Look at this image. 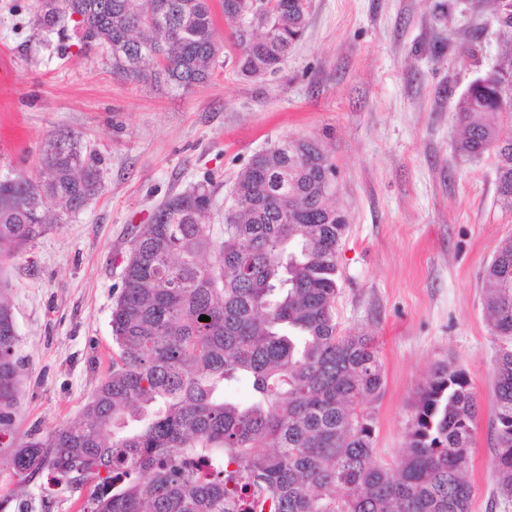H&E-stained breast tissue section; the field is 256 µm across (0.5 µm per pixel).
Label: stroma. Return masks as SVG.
Segmentation results:
<instances>
[{
    "label": "stroma",
    "mask_w": 512,
    "mask_h": 512,
    "mask_svg": "<svg viewBox=\"0 0 512 512\" xmlns=\"http://www.w3.org/2000/svg\"><path fill=\"white\" fill-rule=\"evenodd\" d=\"M38 0H0V180L40 177L52 131L78 134L105 190L68 224L0 266L22 360L16 439L78 421L112 361L111 312L131 228L169 195L209 181L222 227L237 175L256 152L314 137L336 164L347 230L336 320L373 337L385 368L374 408L378 461L406 446L411 402L432 365L466 370L479 414L471 512H512L490 471L492 368L506 338L481 300L482 275L512 235L493 152L458 154L454 102L495 64L493 0H310L287 63L262 79L226 51L187 91L112 73L73 25L34 29Z\"/></svg>",
    "instance_id": "obj_1"
}]
</instances>
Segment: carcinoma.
<instances>
[{
	"label": "carcinoma",
	"mask_w": 512,
	"mask_h": 512,
	"mask_svg": "<svg viewBox=\"0 0 512 512\" xmlns=\"http://www.w3.org/2000/svg\"><path fill=\"white\" fill-rule=\"evenodd\" d=\"M220 6L245 77L277 71L308 23L304 0H275L251 20L245 0ZM75 14L84 45L104 48L126 79L188 90L210 80L223 53L212 0H41L35 25L49 31ZM506 27L495 66L454 112L457 151L494 152L498 197L512 210V137L486 120H512V16ZM40 168L36 181H0V265L103 190L71 131L49 134ZM232 194L218 236L206 222V180L132 227L109 374L83 419L18 444V334L0 288V447L15 485L0 512L42 477L70 489L88 479L81 512H471L478 403L465 369L438 362L415 393L408 447L392 466L375 459L371 405L384 394V367L370 337L336 321L346 220L320 140L285 138L254 154ZM508 282L511 236L482 275L492 329L511 339ZM243 380L247 404L227 394ZM492 383L491 465L511 498L512 349L495 359Z\"/></svg>",
	"instance_id": "1"
}]
</instances>
